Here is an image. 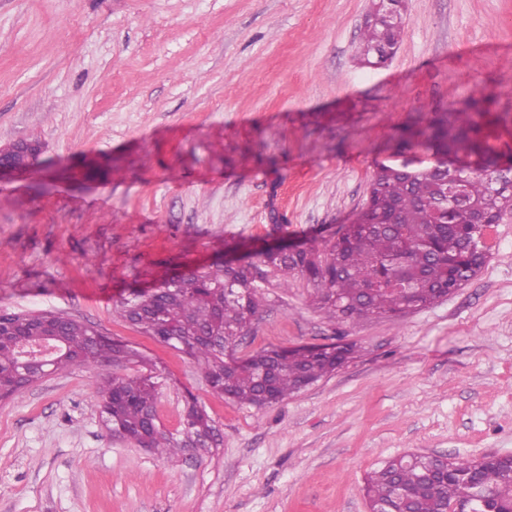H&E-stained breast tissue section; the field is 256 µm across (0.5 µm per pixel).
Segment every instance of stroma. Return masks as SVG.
I'll list each match as a JSON object with an SVG mask.
<instances>
[{
  "label": "stroma",
  "mask_w": 512,
  "mask_h": 512,
  "mask_svg": "<svg viewBox=\"0 0 512 512\" xmlns=\"http://www.w3.org/2000/svg\"><path fill=\"white\" fill-rule=\"evenodd\" d=\"M371 0H0V310L62 312L129 342L180 430L196 399L216 448L169 461L108 434L84 369L0 401V512H368L366 474L420 452L512 454V214L484 266L396 318L332 322L306 281L266 288L239 356L342 340L356 353L287 400L214 395L186 356L113 314L128 289L235 244L331 239L366 203L388 138L491 97L509 114L512 0H406L382 67L355 54Z\"/></svg>",
  "instance_id": "obj_1"
}]
</instances>
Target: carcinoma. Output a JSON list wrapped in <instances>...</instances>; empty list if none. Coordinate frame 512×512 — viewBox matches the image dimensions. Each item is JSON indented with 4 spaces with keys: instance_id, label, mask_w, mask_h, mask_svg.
Masks as SVG:
<instances>
[{
    "instance_id": "obj_1",
    "label": "carcinoma",
    "mask_w": 512,
    "mask_h": 512,
    "mask_svg": "<svg viewBox=\"0 0 512 512\" xmlns=\"http://www.w3.org/2000/svg\"><path fill=\"white\" fill-rule=\"evenodd\" d=\"M405 0H389L367 17L358 58L377 66L391 58L404 33ZM481 101L435 112L421 124L404 126L392 138V158L376 166L370 183L371 206L321 250L316 242L289 255L262 248L233 263L202 266L159 286L133 288L113 313L185 355L201 371L213 393L240 405L284 401L331 375L354 354V346L262 348L236 356L270 277L289 287L299 276L313 290V302L337 321L402 316L426 308L467 283L483 266L487 246L476 224L478 208L498 216L512 213V186L496 182L502 156L489 145L482 127ZM466 202L454 205L449 198ZM58 337L59 351L48 364L21 356L35 343L32 330ZM144 354L127 342L93 336V325L64 314L0 315V401L21 396L46 374L74 366L90 374L101 398L107 431L172 460L183 438L218 447L206 411L192 400L180 435L160 428L153 417L157 376H117L106 367L145 364ZM365 493L376 512H440L445 506L467 512H512V458L453 461L442 456L401 454L366 477Z\"/></svg>"
}]
</instances>
